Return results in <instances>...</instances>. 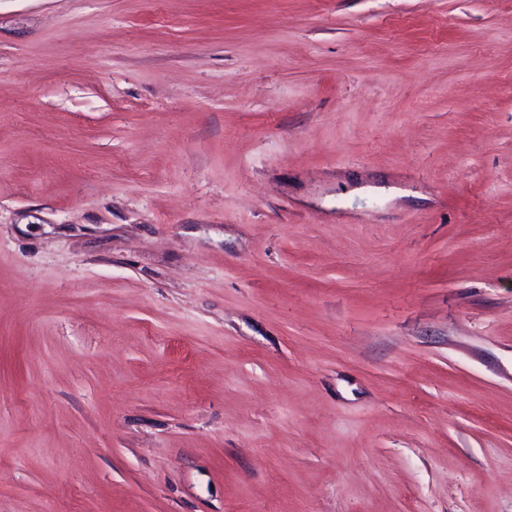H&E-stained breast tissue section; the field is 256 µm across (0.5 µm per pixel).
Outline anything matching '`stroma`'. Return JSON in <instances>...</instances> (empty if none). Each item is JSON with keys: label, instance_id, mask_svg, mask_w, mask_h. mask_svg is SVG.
I'll return each instance as SVG.
<instances>
[{"label": "stroma", "instance_id": "stroma-1", "mask_svg": "<svg viewBox=\"0 0 512 512\" xmlns=\"http://www.w3.org/2000/svg\"><path fill=\"white\" fill-rule=\"evenodd\" d=\"M0 512H512V0H0Z\"/></svg>", "mask_w": 512, "mask_h": 512}]
</instances>
